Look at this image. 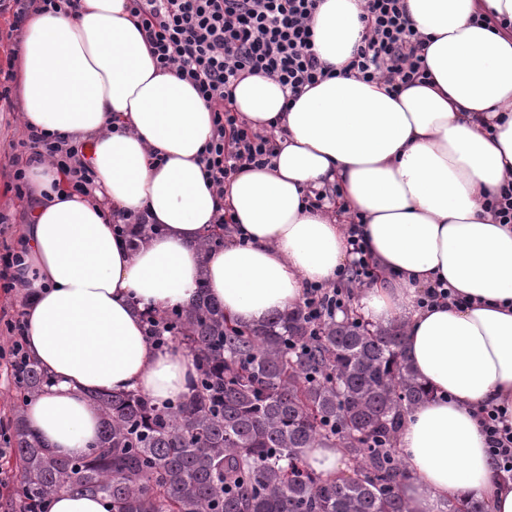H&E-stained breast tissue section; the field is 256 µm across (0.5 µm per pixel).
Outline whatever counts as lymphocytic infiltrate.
I'll return each instance as SVG.
<instances>
[{"label": "lymphocytic infiltrate", "mask_w": 512, "mask_h": 512, "mask_svg": "<svg viewBox=\"0 0 512 512\" xmlns=\"http://www.w3.org/2000/svg\"><path fill=\"white\" fill-rule=\"evenodd\" d=\"M141 20L159 68L188 81L214 112L213 130L203 153L205 172L216 192L242 168L268 166L272 137L254 131L236 112L226 109L234 81L242 72L264 75L288 90L296 101L305 88L334 77L335 70L315 50L312 18L321 0H127ZM366 32L354 54L355 78L385 86L388 92L426 76L424 41L406 15L404 0H362ZM81 0H0V13L13 17L22 32L34 14L61 13L75 18ZM19 146L24 164L15 165L11 184L16 196L28 194L27 169L38 165L61 173L55 191L91 194L96 173L85 159L83 144L26 124ZM348 221L349 261L335 282L309 287L303 297L311 311L343 307L354 288L369 286L375 264L365 254L358 226ZM487 452L502 481L512 482V420L498 407L479 413Z\"/></svg>", "instance_id": "1"}]
</instances>
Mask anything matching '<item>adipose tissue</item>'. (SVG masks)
I'll use <instances>...</instances> for the list:
<instances>
[{
    "label": "adipose tissue",
    "instance_id": "adipose-tissue-1",
    "mask_svg": "<svg viewBox=\"0 0 512 512\" xmlns=\"http://www.w3.org/2000/svg\"><path fill=\"white\" fill-rule=\"evenodd\" d=\"M427 40L425 83L390 95L338 76L288 103L280 85L242 73L226 101L273 133L269 166L235 173L216 193L202 154L213 112L187 81L157 68L127 0H82L79 19L32 16L21 48V96L38 129L88 142L95 197L54 191L57 173H27L35 202L29 254L16 276L29 294L30 356L52 383L29 402V430L63 457L90 451L101 430L89 395L139 389L164 406L195 376L182 349L146 334L145 310L193 302L199 286L225 316L257 324L331 283L348 259L346 220L378 278L362 315L404 324V355L431 393L397 438L411 512H444L472 496L512 512V484L493 476L478 411L512 413V226L484 200L512 175V0H404ZM361 0H322L313 18L321 59L344 69L362 39ZM118 132H107L109 122ZM336 188L332 215L306 209L312 189ZM144 215L161 235L130 247L112 220ZM232 234L199 243L217 215ZM447 282L459 305L419 307Z\"/></svg>",
    "mask_w": 512,
    "mask_h": 512
}]
</instances>
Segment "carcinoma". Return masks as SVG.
<instances>
[{
  "label": "carcinoma",
  "instance_id": "obj_1",
  "mask_svg": "<svg viewBox=\"0 0 512 512\" xmlns=\"http://www.w3.org/2000/svg\"><path fill=\"white\" fill-rule=\"evenodd\" d=\"M144 322L166 325L161 343L192 358L189 391L162 407L136 390L93 394L101 430L83 458L50 454L17 411L12 512H50L63 492L112 512H410L397 435L430 392L406 363L400 324L373 325L348 303L324 319L297 304L237 325L203 285L192 304ZM12 371L24 406L48 384L35 361ZM309 448L341 449L350 474L323 479L304 463ZM444 512L487 509L470 498Z\"/></svg>",
  "mask_w": 512,
  "mask_h": 512
}]
</instances>
